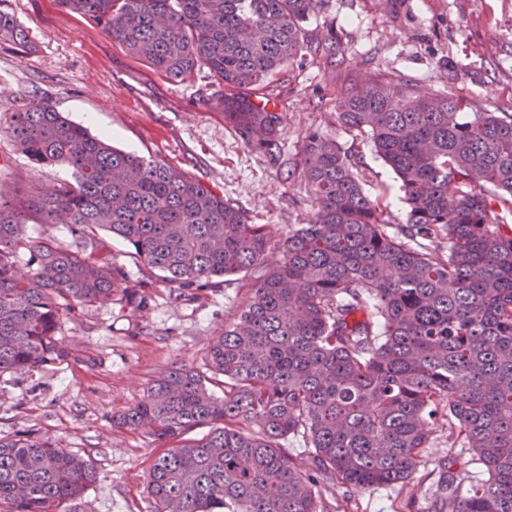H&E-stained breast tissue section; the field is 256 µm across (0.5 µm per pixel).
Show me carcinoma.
Masks as SVG:
<instances>
[{
  "mask_svg": "<svg viewBox=\"0 0 512 512\" xmlns=\"http://www.w3.org/2000/svg\"><path fill=\"white\" fill-rule=\"evenodd\" d=\"M56 2L173 82L205 72L224 86V121L268 152L279 146L282 118L260 100L312 51L303 22L319 0ZM0 37L29 44L2 9ZM336 109L401 182L407 219L396 232L352 154L316 131L301 164L317 209L273 243L223 193L113 147L45 97L21 98L6 118L35 168L64 164L73 180L0 195V375L67 360L55 338L63 315L135 294L102 231L180 288L251 280L205 369L160 372L113 419L167 444L148 475L155 512H331L326 487L408 484L440 427L488 475L464 494L444 479L448 512H512V224L494 215L512 217V114L378 78L339 94ZM31 219L67 225L96 256L36 241L29 274H17ZM290 436L313 449L312 473L292 466ZM95 479L51 438L0 439L7 512H57Z\"/></svg>",
  "mask_w": 512,
  "mask_h": 512,
  "instance_id": "obj_1",
  "label": "carcinoma"
}]
</instances>
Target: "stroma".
Listing matches in <instances>:
<instances>
[{
	"instance_id": "35a3bbf8",
	"label": "stroma",
	"mask_w": 512,
	"mask_h": 512,
	"mask_svg": "<svg viewBox=\"0 0 512 512\" xmlns=\"http://www.w3.org/2000/svg\"><path fill=\"white\" fill-rule=\"evenodd\" d=\"M0 8L30 40L25 48L0 40L1 118L16 98L47 97L114 147L218 188L276 242L315 212L301 176V147L312 131L352 153L365 193L384 205L391 223L406 221L392 171L366 137L337 122L338 92L379 77L448 93L481 111L512 105V0H320L304 27L313 40L334 37L342 55L331 65L312 53L276 77L268 99L282 117V134L271 154L225 124L224 90L204 74L172 82L54 0H0ZM71 177L64 165L35 170L0 128V189L34 181L49 190ZM109 246L146 303L116 297L77 309L56 329L68 360L0 376L1 439L49 437L96 470L95 483L60 512H154L148 474L161 443L147 431L114 426L112 417L143 399L161 371L203 366L249 292L244 280L176 288L142 269L122 241ZM470 457L439 432L409 485L349 497L333 488L326 498L334 512H435L442 474L468 476Z\"/></svg>"
}]
</instances>
